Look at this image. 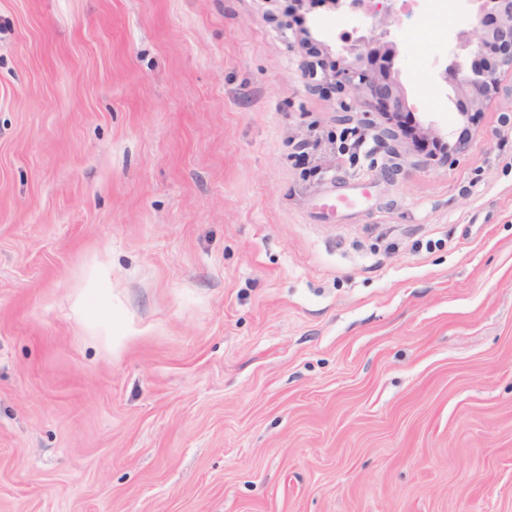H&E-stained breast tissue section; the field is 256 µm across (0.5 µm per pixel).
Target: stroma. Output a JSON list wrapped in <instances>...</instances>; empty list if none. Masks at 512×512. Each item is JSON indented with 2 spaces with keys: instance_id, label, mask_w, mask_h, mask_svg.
<instances>
[{
  "instance_id": "1",
  "label": "stroma",
  "mask_w": 512,
  "mask_h": 512,
  "mask_svg": "<svg viewBox=\"0 0 512 512\" xmlns=\"http://www.w3.org/2000/svg\"><path fill=\"white\" fill-rule=\"evenodd\" d=\"M290 7L0 0V512H512V69L390 12L382 139Z\"/></svg>"
}]
</instances>
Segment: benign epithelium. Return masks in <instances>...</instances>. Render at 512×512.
<instances>
[{
    "instance_id": "1",
    "label": "benign epithelium",
    "mask_w": 512,
    "mask_h": 512,
    "mask_svg": "<svg viewBox=\"0 0 512 512\" xmlns=\"http://www.w3.org/2000/svg\"><path fill=\"white\" fill-rule=\"evenodd\" d=\"M475 22L457 34L455 60L443 78L455 90L465 113L479 112L500 83V74L512 67V0H467ZM386 22L379 20L371 34L339 52L336 86L353 99L391 115L406 109L405 96L395 78L396 42L388 39Z\"/></svg>"
}]
</instances>
